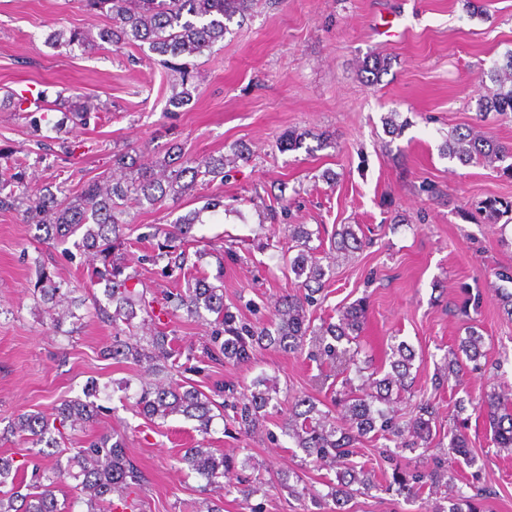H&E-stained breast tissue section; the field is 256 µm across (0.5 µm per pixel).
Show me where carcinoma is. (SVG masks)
Instances as JSON below:
<instances>
[{
  "label": "carcinoma",
  "instance_id": "1",
  "mask_svg": "<svg viewBox=\"0 0 512 512\" xmlns=\"http://www.w3.org/2000/svg\"><path fill=\"white\" fill-rule=\"evenodd\" d=\"M93 11L112 16V24L99 31L98 46L121 48L122 45L139 41L150 51L163 57V63L179 74L181 83L191 77L192 61L189 57L202 53L215 43L224 40L229 32L227 22L235 16H246L257 0H83ZM490 81L496 89L479 96L476 109L479 113H512V51L502 60L493 63L483 73L481 81ZM308 136L306 132L289 131L281 137L280 148L296 151ZM443 154L451 160L467 165L472 162L493 165L501 163L504 170L512 172V147L496 142L473 129L450 134L445 141ZM127 155L113 156L112 172L84 184L77 195L70 197L59 190L63 198L46 191L37 196L30 194L22 175L9 170L0 171V211H21L23 217L33 221L38 230L45 232L46 239L64 243L77 233L81 240L74 246L94 251L102 260L103 268L93 272L105 282V296L112 303V310L101 309L112 327L119 324L133 327L138 313H150L151 301L147 290L137 288L136 276L123 275L120 258L113 255L121 244L125 222L122 216L133 204L144 201L151 205L161 204L169 192L182 194L196 186L198 177L216 179L224 177V158H211L204 165L189 166L174 161L177 154L160 161L158 168L140 167L136 174H127L134 162H126ZM190 181H184L185 177ZM479 212L489 220H498L512 213V201L488 199L481 203ZM197 216H182L165 232V242L152 260L166 261L167 269H182L185 253L182 244L192 237ZM289 242L298 249L291 263V270L302 279L299 291L280 297L275 304L274 321L268 327L255 328L224 307V293L203 280L196 281L183 291L168 292L163 297V311L184 309L190 316L215 315L210 321V356L216 361L243 364L250 360L257 346H270L288 353L303 350L307 336H312L315 351L311 357L339 360L347 365L354 363L359 349L358 335L365 318L363 301H356L337 311L338 321L324 320L311 326L308 309L318 303L317 295L325 286L327 271L320 257L321 249L310 246L312 236L320 235L306 224H290L285 227ZM363 246L354 225L343 224L330 239V247L340 253H353ZM36 285L44 302L56 307L67 303L68 314L75 316L71 307L76 305L71 291L63 290L47 277L44 269L36 267ZM387 360L390 367L383 377L369 376L359 385L351 378L342 382L343 390L336 391V408L343 424L320 410L308 396L295 398L288 410L285 432L306 457L322 467L336 470V484L325 494L314 493L311 502L322 512H344L343 506L357 493L364 494L374 486V471L365 465L356 467L350 457L357 453L365 439H384L396 448H427L434 440L432 423L436 410L430 400L417 394L412 376L415 350L404 341L389 346ZM108 355L122 357L136 365H146L152 374L172 373L180 369L177 357L171 349V340L163 331L153 330L136 342L114 340ZM487 357L484 337L473 326L468 336L459 340L451 358L432 378V386L440 389L451 379L459 376L464 362L480 366ZM266 379L260 378L251 387L237 392L227 391L233 401L224 404L227 424L238 433L248 435L257 431L267 415L273 399L270 390L261 389ZM99 396L95 388L85 390V399L68 400L55 408L50 415L20 414L7 427V433H30L29 443L36 456L51 459V464L36 467L32 483H24L25 464L15 463L14 458L0 456V512H73L74 503L58 502L57 489L75 482L73 489L83 494L81 502L86 512H114L117 508L135 512L137 498L127 492L143 482L138 467L129 458L123 438L102 435L86 448L61 461L48 452L69 440L66 431L76 432L103 410L94 398ZM135 407L146 417L164 418L180 413L197 422L196 429L209 434L214 420L212 401L192 385H184L173 379L157 383H145L135 394ZM473 410L486 418L493 441L499 448H512V404L502 394L491 391L484 394ZM449 453L465 460L471 454L467 436L460 431L452 433L448 443ZM182 461L188 468L214 486L217 499L232 492L244 499L262 490L267 484L263 475L255 477L245 486L235 475L234 459L216 456L208 448H187ZM27 487L21 493V487ZM389 486L412 498L425 487L453 488L447 497L448 509L442 512H483V495H468L454 488V475L447 470L394 469ZM120 497V504L112 501V494Z\"/></svg>",
  "mask_w": 512,
  "mask_h": 512
}]
</instances>
